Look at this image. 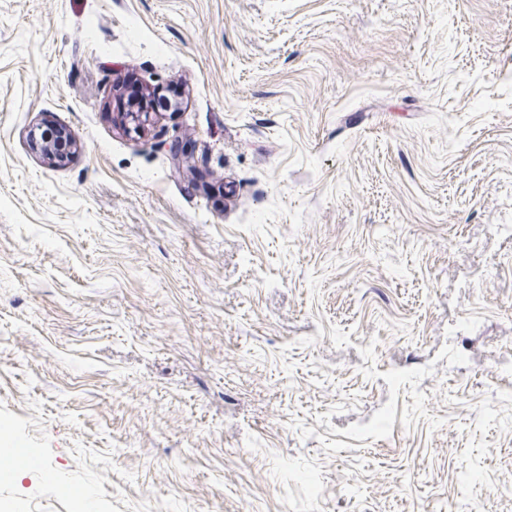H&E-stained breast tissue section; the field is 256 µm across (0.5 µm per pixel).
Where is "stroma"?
<instances>
[{
	"instance_id": "1",
	"label": "stroma",
	"mask_w": 512,
	"mask_h": 512,
	"mask_svg": "<svg viewBox=\"0 0 512 512\" xmlns=\"http://www.w3.org/2000/svg\"><path fill=\"white\" fill-rule=\"evenodd\" d=\"M0 448V512H512V0H0Z\"/></svg>"
}]
</instances>
